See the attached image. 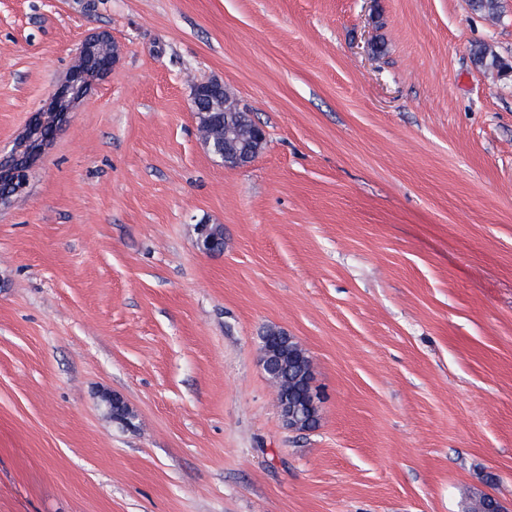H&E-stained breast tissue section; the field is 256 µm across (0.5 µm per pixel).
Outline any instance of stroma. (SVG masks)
Returning a JSON list of instances; mask_svg holds the SVG:
<instances>
[{
    "label": "stroma",
    "instance_id": "35a3bbf8",
    "mask_svg": "<svg viewBox=\"0 0 512 512\" xmlns=\"http://www.w3.org/2000/svg\"><path fill=\"white\" fill-rule=\"evenodd\" d=\"M95 31L116 65L0 207V512H512V74L472 56L512 63V0H0V148ZM206 80L267 131L246 167ZM211 94V95H210ZM215 95V97H211ZM210 98L209 116L205 117L199 124L201 139L206 148L224 162V167L236 168L251 163L267 145L268 138L264 127L248 120V143L243 144L240 149L229 148V144L240 142V128L229 122L224 123L222 113L220 119L213 115V112L227 113V119L234 122L233 113L239 112L237 103L231 98L224 87L218 81L199 82L193 85L191 100L194 105L199 98ZM294 342L298 350H302L294 337L288 336L281 330H271L260 341L261 362L266 373L270 376L275 389L279 413L283 424L292 430H307L316 417L321 398L312 389L302 401H296L289 389L294 380L281 368L278 358L279 349L285 343Z\"/></svg>",
    "mask_w": 512,
    "mask_h": 512
}]
</instances>
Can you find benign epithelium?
<instances>
[{
    "label": "benign epithelium",
    "instance_id": "7a95c632",
    "mask_svg": "<svg viewBox=\"0 0 512 512\" xmlns=\"http://www.w3.org/2000/svg\"><path fill=\"white\" fill-rule=\"evenodd\" d=\"M118 59V51L107 33L88 36L76 49L69 72L55 89L47 112L33 113L22 135L13 147L0 151V187L8 192L0 196V204L7 205L25 195L30 185V174L40 162L46 150L53 144L58 132L69 121L76 105L88 93L96 78L107 76ZM210 97L211 115L199 124L201 139L205 147L224 162L228 168H236L252 162L267 145L264 127L251 121L248 125V143L236 149L233 144L241 140L240 128L212 116L214 112H237L239 107L218 81L199 82L193 85L191 100ZM197 247L204 254H212V242L217 238L219 227L212 224H198ZM294 337L281 330H271L260 341L261 362L270 376L275 389L279 413L283 424L303 431L309 427L319 410L321 398L311 390L306 398L297 401L290 393L294 380L281 368L279 349ZM106 410L113 420L128 425L132 410L125 401L114 395L103 396Z\"/></svg>",
    "mask_w": 512,
    "mask_h": 512
}]
</instances>
